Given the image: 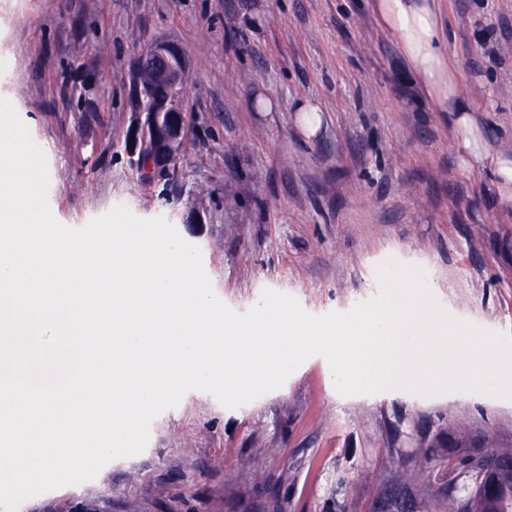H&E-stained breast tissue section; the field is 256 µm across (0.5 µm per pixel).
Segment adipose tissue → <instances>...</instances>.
<instances>
[{
  "label": "adipose tissue",
  "instance_id": "1",
  "mask_svg": "<svg viewBox=\"0 0 512 512\" xmlns=\"http://www.w3.org/2000/svg\"><path fill=\"white\" fill-rule=\"evenodd\" d=\"M442 0H370L380 26L391 32L434 111L448 115L455 141L467 158L491 172L503 205H512V156L491 152L471 115L448 53L441 22Z\"/></svg>",
  "mask_w": 512,
  "mask_h": 512
}]
</instances>
